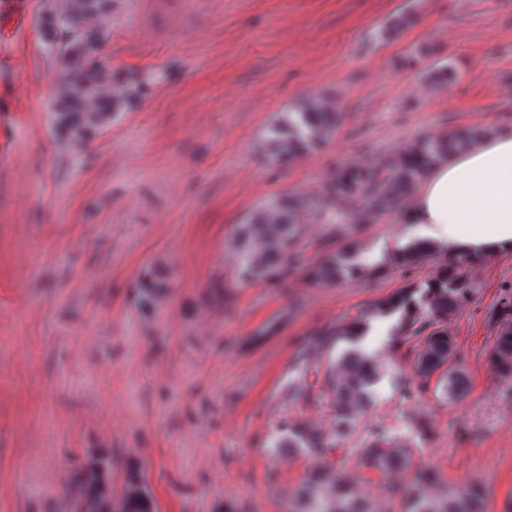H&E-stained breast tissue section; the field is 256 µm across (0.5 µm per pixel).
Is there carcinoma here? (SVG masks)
Returning <instances> with one entry per match:
<instances>
[{"label": "carcinoma", "mask_w": 512, "mask_h": 512, "mask_svg": "<svg viewBox=\"0 0 512 512\" xmlns=\"http://www.w3.org/2000/svg\"><path fill=\"white\" fill-rule=\"evenodd\" d=\"M68 8L54 12L46 33L53 38L66 34L61 50L66 57L65 93L58 106V123L73 140L83 139L88 129L116 111L141 85H113L101 78L96 65L99 48L109 37L107 27L89 29L87 22L106 18L112 0H67ZM339 115L328 103L308 99L292 112H283L264 142L268 159L282 166L303 153L328 143L336 133ZM482 131L459 128L440 138H421L404 148L389 151L374 166H343L318 193L304 196L276 194L237 225L234 238L235 272L244 284L264 281L284 285L302 265L299 245L306 225L330 224L335 237L345 236L344 225L376 224L400 209L417 182L443 154L459 150L479 138ZM358 248L349 246L328 253L310 269L319 282L358 278L378 268L410 273L426 266L436 271L408 283L391 296L374 302L368 310L345 325L315 329L301 343L298 362L302 377L288 385V398L316 401L329 398L334 407L330 422L288 428L280 448H302L316 457L334 453L357 433L360 420L375 401V387L386 372L396 378V392L409 401L430 391L443 400H459L468 393L456 337L449 324L475 298L478 288L472 268L481 259L458 256L449 259L437 246L414 242L401 253H388L380 262L367 265L357 260ZM398 315L389 344V359L366 353L355 346L370 319ZM496 329L487 362L504 382H512V287L501 290L488 314ZM341 341L353 343L334 360L321 354ZM314 380H309V374ZM412 444L390 430L376 426L357 449L358 467L391 476L414 465ZM85 488L80 506L98 512L102 505L112 512H154V501L142 477L130 475L119 504L112 503L111 462L101 457L82 473ZM365 477H344L325 466L302 484L295 495L294 512H372L361 490ZM405 512H485V490L478 483L445 485L427 467L418 466L414 480L403 491Z\"/></svg>", "instance_id": "cac0c4a2"}]
</instances>
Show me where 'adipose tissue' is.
I'll return each mask as SVG.
<instances>
[{"label": "adipose tissue", "mask_w": 512, "mask_h": 512, "mask_svg": "<svg viewBox=\"0 0 512 512\" xmlns=\"http://www.w3.org/2000/svg\"><path fill=\"white\" fill-rule=\"evenodd\" d=\"M408 240L448 254L512 253V129L439 159L401 211Z\"/></svg>", "instance_id": "1"}]
</instances>
